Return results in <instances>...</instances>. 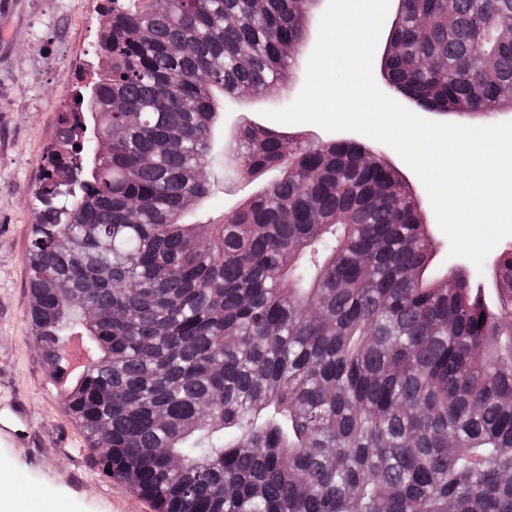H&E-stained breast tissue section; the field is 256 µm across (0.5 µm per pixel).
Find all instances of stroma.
I'll return each instance as SVG.
<instances>
[{
  "mask_svg": "<svg viewBox=\"0 0 512 512\" xmlns=\"http://www.w3.org/2000/svg\"><path fill=\"white\" fill-rule=\"evenodd\" d=\"M104 0H0V416L25 407L18 436L0 441V498L12 512H154L151 502L104 476L79 422L64 407L76 369L54 372L27 319L31 293L26 253L35 217L43 157L55 144L58 115L71 106L78 77L96 69L95 49L105 32ZM264 103H238L224 127L263 126L305 141L331 140L312 123L283 124L265 117ZM385 154L419 197L435 244V260L455 262L428 192L393 149ZM216 149L211 192L193 222L221 219L260 182L224 177Z\"/></svg>",
  "mask_w": 512,
  "mask_h": 512,
  "instance_id": "1",
  "label": "stroma"
}]
</instances>
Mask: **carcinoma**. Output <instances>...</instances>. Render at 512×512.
<instances>
[{
    "instance_id": "carcinoma-1",
    "label": "carcinoma",
    "mask_w": 512,
    "mask_h": 512,
    "mask_svg": "<svg viewBox=\"0 0 512 512\" xmlns=\"http://www.w3.org/2000/svg\"><path fill=\"white\" fill-rule=\"evenodd\" d=\"M108 2L97 97L61 117L27 250L46 357L70 336L96 350L65 408L101 470L157 512H512V249L490 305L433 265L381 145L258 126L227 154L275 179L188 223L221 101L290 104L281 46L304 42L310 0ZM506 15L512 0H398L389 91L474 124L512 107V29L489 33Z\"/></svg>"
}]
</instances>
